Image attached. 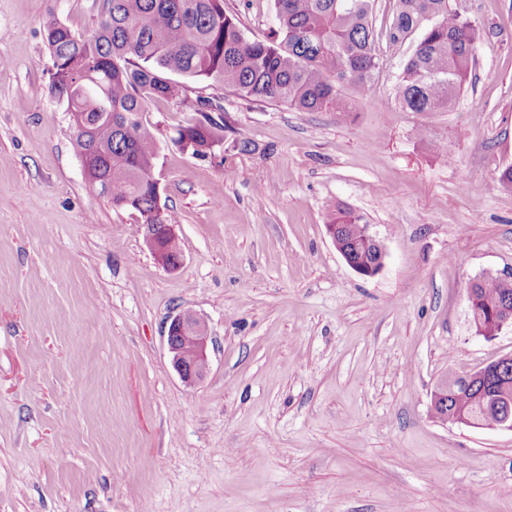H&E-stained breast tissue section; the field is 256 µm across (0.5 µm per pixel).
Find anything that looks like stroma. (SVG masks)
I'll use <instances>...</instances> for the list:
<instances>
[{
  "mask_svg": "<svg viewBox=\"0 0 512 512\" xmlns=\"http://www.w3.org/2000/svg\"><path fill=\"white\" fill-rule=\"evenodd\" d=\"M453 2L486 37L447 112L396 104L410 39L346 112L199 82L229 125L204 160L172 141L195 112L151 101L169 272L89 188L49 92L43 18L90 33L94 0H0V512H512V431L431 412L443 378L512 355L466 300L512 274V0ZM224 9L276 27L271 0ZM339 207L384 241L375 277L327 236ZM183 309L211 337L192 388L164 337Z\"/></svg>",
  "mask_w": 512,
  "mask_h": 512,
  "instance_id": "1",
  "label": "stroma"
}]
</instances>
